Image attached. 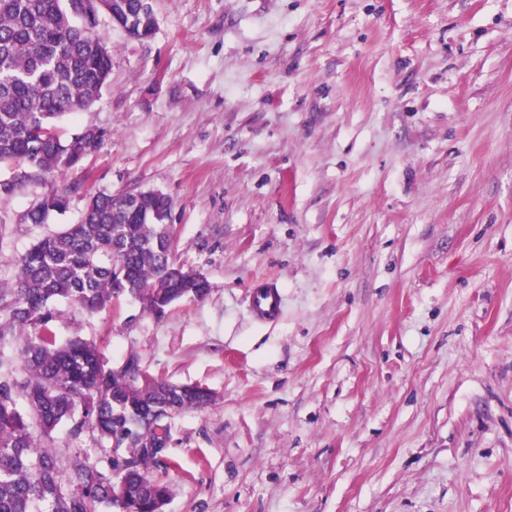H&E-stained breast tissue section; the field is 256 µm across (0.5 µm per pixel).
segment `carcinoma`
Instances as JSON below:
<instances>
[{
    "label": "carcinoma",
    "mask_w": 512,
    "mask_h": 512,
    "mask_svg": "<svg viewBox=\"0 0 512 512\" xmlns=\"http://www.w3.org/2000/svg\"><path fill=\"white\" fill-rule=\"evenodd\" d=\"M116 19L134 37L153 34L149 2L122 0ZM111 73L112 53L96 26L76 22L70 0H0V164L51 177L78 164L82 140L63 142L54 128L94 104ZM35 129L49 137L33 138ZM67 194L52 189L20 223H44ZM166 209L96 194L81 223L39 240L0 287V512H167L171 485L155 472L170 465L171 420L214 394L148 375L135 352L114 366L84 337L52 331L61 301L92 315L129 295L161 317L178 300L205 298L207 279L173 257ZM63 424L103 454L58 453Z\"/></svg>",
    "instance_id": "cac0c4a2"
}]
</instances>
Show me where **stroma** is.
<instances>
[{"instance_id":"35a3bbf8","label":"stroma","mask_w":512,"mask_h":512,"mask_svg":"<svg viewBox=\"0 0 512 512\" xmlns=\"http://www.w3.org/2000/svg\"><path fill=\"white\" fill-rule=\"evenodd\" d=\"M153 5L146 40L98 18L66 210L19 223L51 183L0 165V285L90 195L161 192L209 294L53 333L215 393L171 421L168 512H512V0ZM259 288L253 296L251 313L259 321H274L282 312V296L272 284L266 283Z\"/></svg>"}]
</instances>
